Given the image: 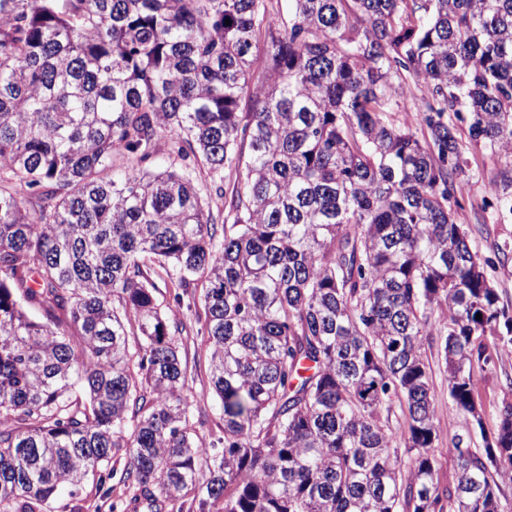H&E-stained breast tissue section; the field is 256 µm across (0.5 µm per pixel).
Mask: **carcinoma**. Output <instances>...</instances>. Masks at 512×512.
Returning a JSON list of instances; mask_svg holds the SVG:
<instances>
[{"label": "carcinoma", "mask_w": 512, "mask_h": 512, "mask_svg": "<svg viewBox=\"0 0 512 512\" xmlns=\"http://www.w3.org/2000/svg\"><path fill=\"white\" fill-rule=\"evenodd\" d=\"M453 116L512 157V0H0V512L118 460L114 512H512V403L487 436L472 379L512 310ZM486 190L512 215V168ZM158 280L203 304L218 435ZM432 346L484 442L452 487ZM423 93V87L421 85L412 86L411 92H407L406 98L401 104V108L398 112H392L390 119L396 126H403L405 123L413 122L412 108L418 101Z\"/></svg>", "instance_id": "1"}]
</instances>
